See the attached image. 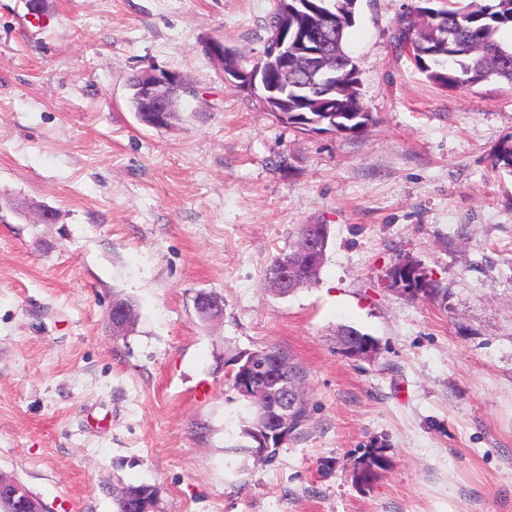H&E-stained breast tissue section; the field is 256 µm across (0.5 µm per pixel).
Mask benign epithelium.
Returning <instances> with one entry per match:
<instances>
[{"label":"benign epithelium","instance_id":"obj_1","mask_svg":"<svg viewBox=\"0 0 512 512\" xmlns=\"http://www.w3.org/2000/svg\"><path fill=\"white\" fill-rule=\"evenodd\" d=\"M312 0H279L280 7L274 18L275 37L267 54V64H258L251 69L244 68L238 58L226 48L224 42L211 41L205 45V52L219 62L224 70V81L236 83L255 92H261L269 110L274 114L288 111V72L304 64L322 63L330 55L326 41L299 25V19L309 13L316 20L336 28V6L329 3L324 8H312ZM139 89V111L160 114L159 122L166 125L168 113L174 111L178 94L190 91L187 80L176 73L155 68L141 71L136 75ZM321 248L320 238L313 232L306 234L304 249L297 257L304 262L316 255ZM393 287L405 294H416L417 288L424 287L425 280L419 277L418 266L401 262L395 267ZM198 302L208 312L211 321L224 314V299L213 294H201ZM340 352L355 361L372 362L377 358L379 345L376 339L367 337L359 343L350 342ZM242 367L238 370L235 386L247 400L255 397V385L260 377L259 366L264 359L252 352L243 353L238 359ZM295 424L294 396H286L284 402L264 426L253 432L254 452L263 459L273 447L284 445ZM0 512H42L28 488L17 478L0 472Z\"/></svg>","mask_w":512,"mask_h":512}]
</instances>
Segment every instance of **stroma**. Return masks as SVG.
I'll use <instances>...</instances> for the list:
<instances>
[{"label": "stroma", "mask_w": 512, "mask_h": 512, "mask_svg": "<svg viewBox=\"0 0 512 512\" xmlns=\"http://www.w3.org/2000/svg\"><path fill=\"white\" fill-rule=\"evenodd\" d=\"M413 0H357L346 49L374 124L303 131L225 84L203 45L263 58L276 0H0V472L49 512H512V87L429 82L397 49ZM185 77L176 124H142L127 83ZM57 214L37 221L35 207ZM325 224L318 284L266 283L298 225ZM420 264L447 299L393 290ZM224 299L205 322L197 294ZM138 319L112 332L114 295ZM375 337L345 358L338 327ZM306 371V438L237 453V353ZM384 448L368 487L352 468ZM492 167L512 173V134L503 137L491 155ZM340 352L355 361L373 362L379 353V345L374 338H364L360 343L350 342L340 348ZM383 450L384 448H368L365 452L358 457L355 461L353 467H357V464L360 463L364 468L366 476L372 474L374 476V481L379 478L381 472L386 470V458L385 453L378 454L377 451ZM385 452V451H384Z\"/></svg>", "instance_id": "1"}]
</instances>
